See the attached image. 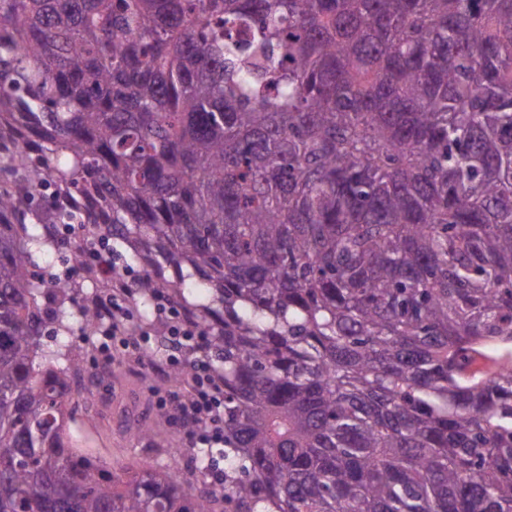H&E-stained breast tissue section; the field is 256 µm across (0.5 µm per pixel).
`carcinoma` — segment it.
Here are the masks:
<instances>
[{"instance_id": "carcinoma-1", "label": "carcinoma", "mask_w": 512, "mask_h": 512, "mask_svg": "<svg viewBox=\"0 0 512 512\" xmlns=\"http://www.w3.org/2000/svg\"><path fill=\"white\" fill-rule=\"evenodd\" d=\"M56 224L224 311L220 491L69 448ZM220 501L512 512V0H0V512Z\"/></svg>"}]
</instances>
